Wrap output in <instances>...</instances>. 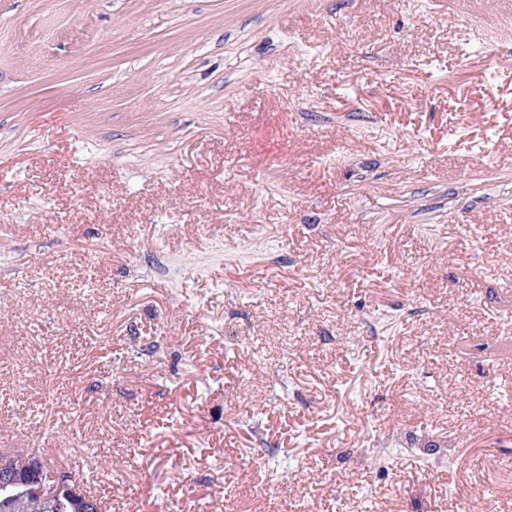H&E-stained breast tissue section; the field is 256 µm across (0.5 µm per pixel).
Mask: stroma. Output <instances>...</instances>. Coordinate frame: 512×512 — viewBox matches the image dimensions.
Wrapping results in <instances>:
<instances>
[{
    "label": "stroma",
    "mask_w": 512,
    "mask_h": 512,
    "mask_svg": "<svg viewBox=\"0 0 512 512\" xmlns=\"http://www.w3.org/2000/svg\"><path fill=\"white\" fill-rule=\"evenodd\" d=\"M502 14L0 0V452L104 512H512Z\"/></svg>",
    "instance_id": "obj_1"
}]
</instances>
